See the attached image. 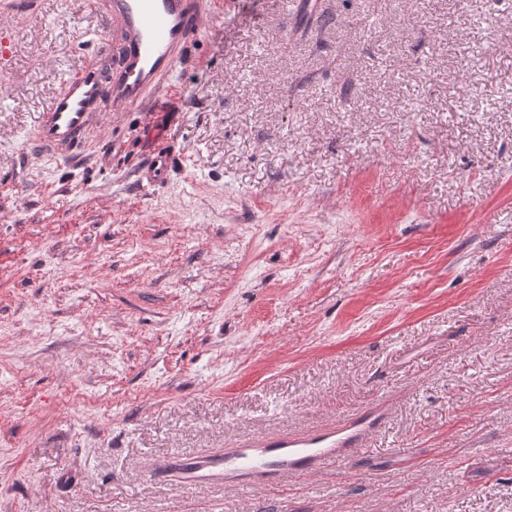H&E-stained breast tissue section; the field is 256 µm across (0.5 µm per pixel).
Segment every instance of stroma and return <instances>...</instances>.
<instances>
[{"instance_id":"stroma-1","label":"stroma","mask_w":512,"mask_h":512,"mask_svg":"<svg viewBox=\"0 0 512 512\" xmlns=\"http://www.w3.org/2000/svg\"><path fill=\"white\" fill-rule=\"evenodd\" d=\"M9 2L0 512H512V0H235L68 160L39 116L112 32ZM376 406L278 484L148 471Z\"/></svg>"}]
</instances>
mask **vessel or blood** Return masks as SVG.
<instances>
[{
	"instance_id": "vessel-or-blood-1",
	"label": "vessel or blood",
	"mask_w": 512,
	"mask_h": 512,
	"mask_svg": "<svg viewBox=\"0 0 512 512\" xmlns=\"http://www.w3.org/2000/svg\"><path fill=\"white\" fill-rule=\"evenodd\" d=\"M112 24V43L62 83L42 112L36 139L46 149L80 146L92 120L108 107L140 108L162 92L220 0H93ZM379 425L377 412L341 420L304 436L276 435L221 455L174 454L160 471L180 485L248 486L306 475L366 447Z\"/></svg>"
}]
</instances>
